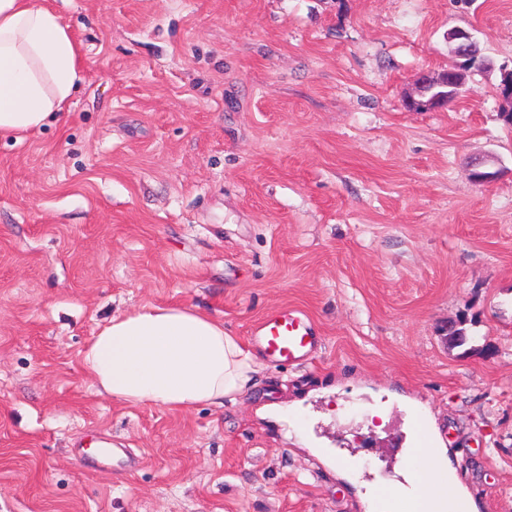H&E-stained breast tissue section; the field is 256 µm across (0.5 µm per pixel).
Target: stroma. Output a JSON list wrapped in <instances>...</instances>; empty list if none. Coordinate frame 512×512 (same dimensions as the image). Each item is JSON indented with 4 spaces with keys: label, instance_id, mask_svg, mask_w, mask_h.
<instances>
[{
    "label": "stroma",
    "instance_id": "35a3bbf8",
    "mask_svg": "<svg viewBox=\"0 0 512 512\" xmlns=\"http://www.w3.org/2000/svg\"><path fill=\"white\" fill-rule=\"evenodd\" d=\"M40 2L84 81L0 134V512H366L336 463L393 479L412 409L477 512H512V0ZM456 28L492 68L410 111ZM167 304L245 343L288 305L320 341L221 408L99 393L90 338Z\"/></svg>",
    "mask_w": 512,
    "mask_h": 512
}]
</instances>
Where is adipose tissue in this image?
<instances>
[{"mask_svg":"<svg viewBox=\"0 0 512 512\" xmlns=\"http://www.w3.org/2000/svg\"><path fill=\"white\" fill-rule=\"evenodd\" d=\"M84 80L82 48L59 15L35 0H0V133L17 136L67 110ZM83 367L121 403L188 410L223 406L250 390L259 357L193 307L146 306L112 317L92 337ZM400 480L367 486L369 512H448L457 481L443 452L406 449Z\"/></svg>","mask_w":512,"mask_h":512,"instance_id":"adipose-tissue-1","label":"adipose tissue"}]
</instances>
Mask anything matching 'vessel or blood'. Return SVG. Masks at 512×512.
<instances>
[{
  "mask_svg": "<svg viewBox=\"0 0 512 512\" xmlns=\"http://www.w3.org/2000/svg\"><path fill=\"white\" fill-rule=\"evenodd\" d=\"M250 335L263 360L270 363L302 361L315 347L308 316L304 311L288 306L265 313L253 326Z\"/></svg>",
  "mask_w": 512,
  "mask_h": 512,
  "instance_id": "1",
  "label": "vessel or blood"
}]
</instances>
